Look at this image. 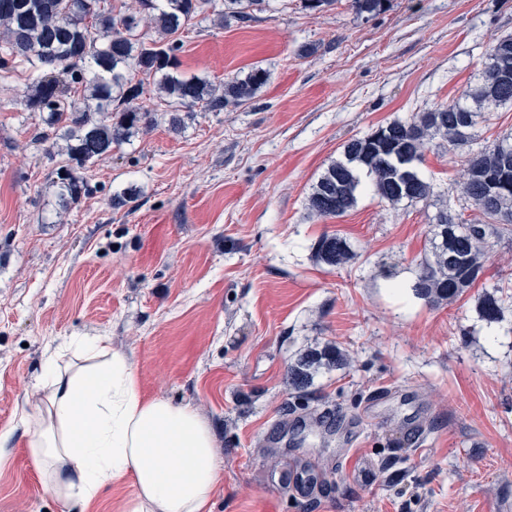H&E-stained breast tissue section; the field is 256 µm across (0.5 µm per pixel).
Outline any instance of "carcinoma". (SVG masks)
Returning <instances> with one entry per match:
<instances>
[{
	"label": "carcinoma",
	"instance_id": "carcinoma-1",
	"mask_svg": "<svg viewBox=\"0 0 512 512\" xmlns=\"http://www.w3.org/2000/svg\"><path fill=\"white\" fill-rule=\"evenodd\" d=\"M264 0H224L225 13L241 21ZM138 8L118 13L102 0H0V76L21 65L33 70L22 104L39 115L34 141L51 160L64 158L53 171L52 186L62 208L78 204L90 191L86 173L112 148L131 140L142 126L155 122V113L138 104L143 94L141 73L153 77L158 99L168 107V122L181 127L182 109L205 104L211 110L238 105L255 97L269 78L255 68L242 79L217 89L200 76L178 71V43L172 40L211 0H137ZM387 0H351L358 14H377ZM149 23L152 35L142 32ZM476 107L512 103V35L495 40L487 52L482 82L466 91ZM478 112L453 102L421 112L409 122L394 120L361 137L350 139L343 158L320 175L308 197V209L319 217H340L353 209L362 186L370 180L375 194L397 204L424 202L432 185L418 172L430 138L439 135L458 147L469 142ZM461 188L466 200L486 218L512 224V145L493 142L468 154ZM437 240L431 256L418 264L414 294L431 305L452 301L475 286L483 275L479 256L493 225L452 224L448 209L435 216ZM316 258L329 266L354 259L347 240L323 235L313 245ZM502 298L484 293L482 320L499 321ZM347 362L339 349L325 348L301 355L288 366V385L304 390L323 365Z\"/></svg>",
	"mask_w": 512,
	"mask_h": 512
}]
</instances>
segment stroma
Masks as SVG:
<instances>
[{"label": "stroma", "mask_w": 512, "mask_h": 512, "mask_svg": "<svg viewBox=\"0 0 512 512\" xmlns=\"http://www.w3.org/2000/svg\"><path fill=\"white\" fill-rule=\"evenodd\" d=\"M511 34L512 0H389L374 15L266 0L221 26L201 14L176 35L181 71L219 84L261 68L267 84L242 105L193 106L182 131L145 129L95 163L91 193L66 211L20 102L27 70L0 80V512H134L129 481L87 509L59 500L19 424L47 359L93 336L131 356L143 396L208 422L222 450L213 512H261L269 498L278 512L512 507V302L500 322L478 314L491 286L512 287V231L489 236L463 296L431 306L412 290L437 211L483 219L461 192L466 148L427 145V202L393 206L366 186L341 217L308 209L347 140L460 100ZM472 135L512 144V104L489 107ZM131 187L137 200L113 206ZM324 234L356 260L320 263ZM329 343L351 364L291 389L289 365ZM383 389L391 399L368 409ZM420 420L418 445L407 429ZM306 468L318 483L300 495L290 480Z\"/></svg>", "instance_id": "obj_1"}]
</instances>
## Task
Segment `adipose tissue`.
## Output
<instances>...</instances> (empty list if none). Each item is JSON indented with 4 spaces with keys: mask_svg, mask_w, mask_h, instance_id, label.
Returning <instances> with one entry per match:
<instances>
[{
    "mask_svg": "<svg viewBox=\"0 0 512 512\" xmlns=\"http://www.w3.org/2000/svg\"><path fill=\"white\" fill-rule=\"evenodd\" d=\"M84 365L48 360L46 395L20 423L28 451L64 501L90 506L101 489L132 481L138 512H212L221 450L196 410L145 398L132 358L98 336L77 341Z\"/></svg>",
    "mask_w": 512,
    "mask_h": 512,
    "instance_id": "adipose-tissue-1",
    "label": "adipose tissue"
}]
</instances>
